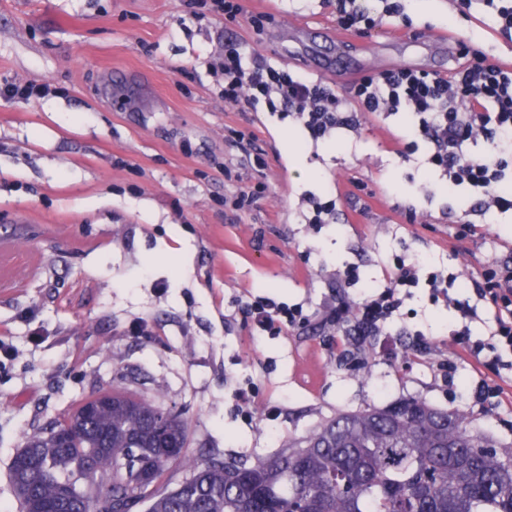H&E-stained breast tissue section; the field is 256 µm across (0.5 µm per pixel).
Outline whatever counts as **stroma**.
<instances>
[{
  "label": "stroma",
  "mask_w": 512,
  "mask_h": 512,
  "mask_svg": "<svg viewBox=\"0 0 512 512\" xmlns=\"http://www.w3.org/2000/svg\"><path fill=\"white\" fill-rule=\"evenodd\" d=\"M401 3L410 25L353 35L378 71L447 75L448 49L433 41L447 28L512 61V36L480 0L466 15L456 0ZM246 8L263 27L192 15L189 0H0V85L47 90L0 102V512H17L9 465L27 433L111 390L180 414L198 461L270 455L336 412L408 398L512 446V397L482 409L464 398L500 378L460 360L454 312L427 289L388 323L391 349L368 339L361 366L340 363L333 326L272 337L244 321L238 303L251 295L311 312L383 288L385 266L407 252L456 273L459 297L485 264L512 257V223L456 240L452 217L474 200L431 184L423 151L393 153L410 139L406 115L368 112L357 130L316 142L265 104L225 105L209 67L225 41L300 71L330 49L302 27L338 29L336 0ZM129 79L147 101L125 99ZM241 184L260 193L236 211L224 199ZM311 194L335 199V223L305 222ZM249 382L259 398L246 416L232 391Z\"/></svg>",
  "instance_id": "obj_1"
}]
</instances>
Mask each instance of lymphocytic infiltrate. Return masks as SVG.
<instances>
[{
    "mask_svg": "<svg viewBox=\"0 0 512 512\" xmlns=\"http://www.w3.org/2000/svg\"><path fill=\"white\" fill-rule=\"evenodd\" d=\"M220 67L225 102L254 105L263 97L277 98L282 111L316 139L335 129H356L363 112L409 113L416 139L428 149L432 170L474 196L478 215L512 218V191L506 186L512 176V65L476 54L445 77L399 67L356 81L349 101L322 81L267 62L238 42L225 43ZM384 277L383 289L325 308V321L340 328H366L381 345H388L387 322L412 289L424 286L432 301L455 312L451 334L468 355L512 372V261L488 263L472 278L471 292L462 299L451 292L454 277L429 269L419 256L394 258ZM239 310L268 336L309 320L302 305L262 296L241 302ZM478 322L484 324L488 339L474 343L471 326Z\"/></svg>",
    "mask_w": 512,
    "mask_h": 512,
    "instance_id": "f902f5d3",
    "label": "lymphocytic infiltrate"
}]
</instances>
